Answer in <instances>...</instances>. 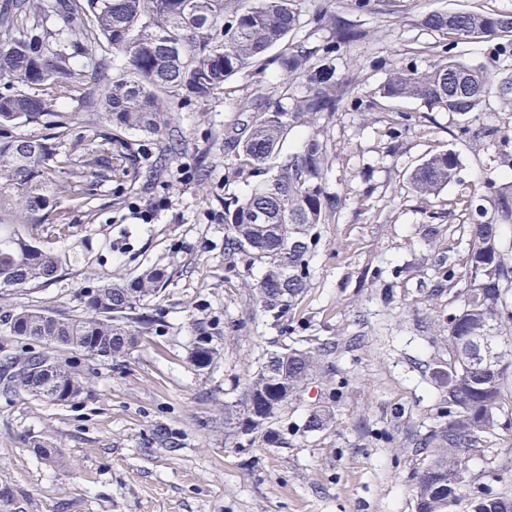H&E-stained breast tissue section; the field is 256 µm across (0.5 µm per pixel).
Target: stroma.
<instances>
[{
	"instance_id": "stroma-1",
	"label": "stroma",
	"mask_w": 512,
	"mask_h": 512,
	"mask_svg": "<svg viewBox=\"0 0 512 512\" xmlns=\"http://www.w3.org/2000/svg\"><path fill=\"white\" fill-rule=\"evenodd\" d=\"M329 13L356 21L367 36L313 66L332 67L346 104L317 126L296 125L279 145L296 152L319 131L328 145L324 187L342 198L329 223L319 225L309 287L281 322L253 307L247 288L259 268L224 263V200L245 198L256 178L233 174L224 131L245 120L241 100L256 85L300 96L304 78L277 67L240 73L221 94L175 114L183 150L161 179L129 170L141 185L113 205L116 181L90 174L83 206L65 198L69 234L43 232L40 246L61 261L58 277L23 288H0V359L41 352L40 344L10 335L3 318L24 309L61 316L81 313L85 290L113 275L127 277L160 264L170 279L149 298L164 320L159 333L139 337L130 355L100 361L80 351L57 357L81 379V395L61 405L26 393L0 391V512H415L413 477L421 458L417 435L435 426L444 392L433 379L445 367L448 319L458 310L436 294L435 263L453 240L429 242L426 224H465L462 196L479 190L486 220L498 221L497 186L512 182V100L490 90L478 110L461 116L429 110L415 99L378 93L397 71L432 70L453 58L512 76V49L479 36L449 41L420 23L432 12L512 14V0H324ZM97 83L59 100L55 112L72 121L63 144L77 151L85 133V99L101 95L119 67L101 57L75 60ZM399 136H390V129ZM493 135L473 139V131ZM451 151L459 158L453 182L421 198L410 175L426 157ZM379 269L377 278L367 272ZM219 353L209 368L190 361L198 323ZM334 338L356 340L336 359L332 374L312 380L274 422L279 443L230 439L224 404L259 359L281 347ZM334 401L336 421L303 432L307 412ZM45 439L55 463L32 441ZM471 488H512V411L482 450L468 458Z\"/></svg>"
}]
</instances>
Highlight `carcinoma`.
<instances>
[{"instance_id": "1", "label": "carcinoma", "mask_w": 512, "mask_h": 512, "mask_svg": "<svg viewBox=\"0 0 512 512\" xmlns=\"http://www.w3.org/2000/svg\"><path fill=\"white\" fill-rule=\"evenodd\" d=\"M303 0H0V29L16 37L0 43V77L22 86L0 95V125L37 122L50 113L52 103L68 98L88 75L74 65L77 55L110 52L118 56L123 75L101 94V120H91L79 152L62 149L68 116L55 113L56 132L43 138L19 136L0 142V215L19 208L27 227H51L63 234L68 217L56 208L61 196L82 193L94 167L116 178L136 160L128 152L126 134L154 137L157 155L152 173L159 177L167 163L180 154L171 133L172 106L168 94H182L181 104L203 101L224 91L225 83L249 69L275 64L286 76L303 74L304 92L290 109L271 101L264 88L253 92L258 114L252 124L232 128L225 147L239 161L237 170L249 169L262 177L250 195L224 199V258L227 268L243 262L261 269L254 288L256 308L280 321L301 300L308 287L310 263L319 244L317 226L327 221L339 204L323 185L327 145L315 133L301 149L285 158L278 147L294 125H313L329 119L343 105L331 68L311 70L310 59L331 54L365 37L347 20L317 9L310 22L330 29L321 47L288 43L289 34L302 24ZM506 15L429 14L421 24L450 38L480 35L512 42ZM283 50L274 58L267 52ZM463 74L472 86L468 95L451 91ZM485 68L448 59L433 70L394 73L381 86L386 98L420 100L430 110L467 114L475 111L489 92ZM67 170L69 180L53 181L51 165ZM456 154L438 153L424 159L411 174L414 191L430 196L455 179ZM476 192L462 204L472 221L461 225L463 253L438 263L437 292L460 308L448 323V373L441 385L447 407L438 423L420 440L425 461L415 472V502L422 512H448L438 493L442 482L451 484L455 500L468 486L467 455L483 447L500 414L512 407L507 370L512 366V341L503 327L512 325V263L500 246L501 224L482 220L473 207ZM502 224L512 223V185L498 189ZM266 214L263 223L255 214ZM60 271L58 256L22 235L0 239V287L23 288L48 282ZM163 266H145L136 276L115 277L84 296L86 312L59 316L47 310L26 309L7 318L17 337L31 336L47 352L24 358L8 357L0 366L6 392L22 391L37 399L62 404L81 394V381L66 370L50 350H77L93 359L129 356L137 337L157 331L161 316L146 312V298L157 295L168 282ZM477 343L495 354L490 364L473 361ZM338 343L270 351L244 379L241 395L224 403L228 435H272L269 423L288 407L301 389L319 374L335 369ZM216 355L213 337L201 332L191 352L199 368L210 366ZM332 405L313 408L304 423L308 432L333 426ZM478 512H512V491L485 492L474 498Z\"/></svg>"}]
</instances>
